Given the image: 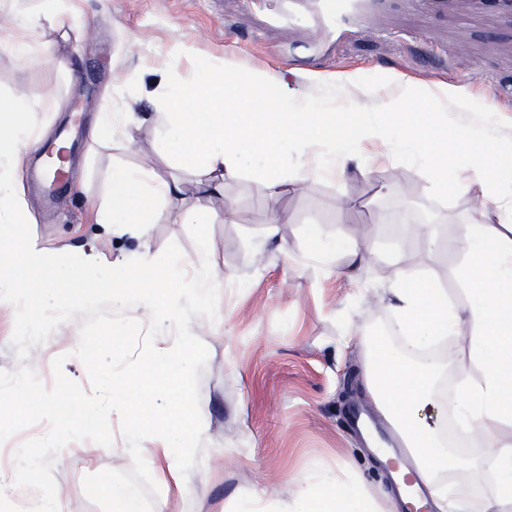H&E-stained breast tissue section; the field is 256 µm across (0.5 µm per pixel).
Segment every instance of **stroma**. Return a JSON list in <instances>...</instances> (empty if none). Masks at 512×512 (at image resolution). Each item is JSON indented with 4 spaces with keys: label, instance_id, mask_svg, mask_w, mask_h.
<instances>
[{
    "label": "stroma",
    "instance_id": "obj_1",
    "mask_svg": "<svg viewBox=\"0 0 512 512\" xmlns=\"http://www.w3.org/2000/svg\"><path fill=\"white\" fill-rule=\"evenodd\" d=\"M72 4L81 23L61 45L69 76L0 51V94L33 102L57 99L58 108L32 113L30 125L47 141L67 133L71 145L65 190L48 193L36 163H29L24 186L32 221L15 226L16 240L34 237L52 250L91 246L107 259L146 252L165 268L173 257H191L203 239L212 270L224 279L216 321L197 316L190 323L208 349L200 372L205 428L197 464L184 479L170 477L162 461L148 464L156 482L169 486L164 512H240L257 493L265 512H293L301 493L299 476H333L345 464L358 472L376 502H384L392 490V467L372 454L346 419L351 411H370L371 404L357 382L362 354L344 347L342 338L387 334L389 319L374 314L369 298L391 287V258L398 252L408 267L435 275L450 295L466 303L452 275L458 257L428 253L410 239L394 242L388 221L402 196L419 219L449 235L468 217L470 201L445 192L428 194L425 161L418 157L399 169L405 182L401 192L384 195L379 188L388 181L386 164L315 178L306 195L288 192L277 200L268 196L257 172L247 170L226 186L239 207L236 223L169 220L153 225L144 241L104 234L89 203L103 198L112 169L120 165H145L156 179L168 177L170 167L151 123L156 110L151 94L164 67L195 80V59L230 52L245 65L264 63L300 86L311 75L391 70L419 81L468 84L479 107L489 102L512 107V18L491 7L471 13L468 0H459L457 11L448 15L410 9L395 0L385 17L337 42L315 32L265 28L261 16L245 11L241 0ZM180 42L193 46L194 58H169V50ZM119 79L126 82L120 94L113 90ZM129 104L143 119L135 133L137 152L127 149L119 133L92 140L102 113H119ZM340 195L351 199L350 214L337 213ZM278 204L288 208L290 221L266 224L268 210ZM355 222L373 225L381 259L346 276L341 272L345 259L324 262L313 248L328 238L347 240ZM79 327L76 321L61 324L31 349L24 362L44 385L53 382L52 359L63 354L67 376L91 391L84 365L72 355ZM110 426L112 448L92 454L86 442H76L55 460L57 495L67 512H100L83 491L84 475L131 468L118 415H111Z\"/></svg>",
    "mask_w": 512,
    "mask_h": 512
}]
</instances>
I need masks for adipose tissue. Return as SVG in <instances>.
<instances>
[{"instance_id":"adipose-tissue-1","label":"adipose tissue","mask_w":512,"mask_h":512,"mask_svg":"<svg viewBox=\"0 0 512 512\" xmlns=\"http://www.w3.org/2000/svg\"><path fill=\"white\" fill-rule=\"evenodd\" d=\"M75 25L67 0H38L33 9L0 10V31L14 38L0 40V50L23 62L65 67L48 30L67 31ZM207 82H183L166 76L155 105L162 113L156 141L175 173L153 181L142 167L113 169L99 221L118 235L147 238L165 217L170 204L180 205L182 221H234L237 206L226 193L254 157H264V186L269 196L283 191L304 193L316 174L333 176L354 164L376 163L364 142L387 143L391 168L405 165L413 151L423 150L430 192L450 186L467 198V220L444 237L425 224L414 236L427 251L461 256L454 276L469 297L466 306L452 303L447 292L418 280L402 259H395L389 295L374 301L376 315H390L395 340L361 337L364 363L360 383L374 410L401 438L412 457L392 476L398 496L379 506L354 473L313 482L299 477L304 491L295 512H472V503L456 481L484 479L492 467L494 480L482 498V512H512V169L501 165L500 145L482 127L449 122L455 112L474 111L469 88L462 84L409 83L403 74L383 71L372 78L355 72L337 74L334 92L322 109L308 108V88L320 84L311 77L308 88L291 86L267 69L242 68L233 55L202 63ZM360 89V98H341L347 88ZM24 98H0V260L20 253L24 266L39 274L48 321L71 314L59 292L83 282L98 288H121L131 268L141 278L133 297L161 323L176 322L178 305L203 301L220 278L208 268V246L199 244L189 279L155 275L148 256L137 262H115L95 255L54 251L33 237L15 245L12 229L29 223V203L22 186L29 157L40 144L22 118L32 112ZM404 131L400 143L389 142L391 130ZM294 145L310 157L309 168L282 172L275 161L277 145ZM193 183H186L185 173ZM155 208L140 205L145 196ZM459 342L458 352L436 355L442 339ZM459 380L456 413L472 440L483 450L481 459L464 460L441 435L446 416L437 387L441 379Z\"/></svg>"}]
</instances>
